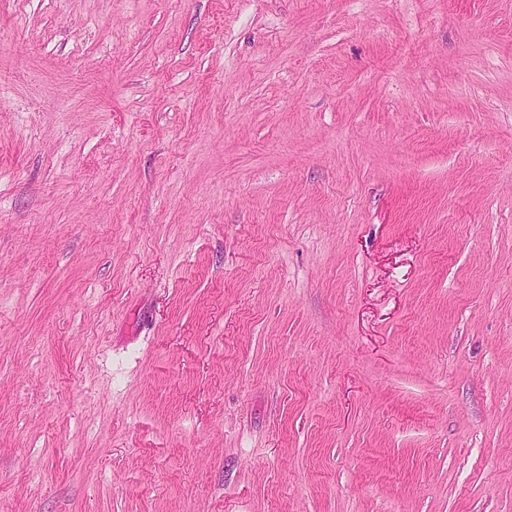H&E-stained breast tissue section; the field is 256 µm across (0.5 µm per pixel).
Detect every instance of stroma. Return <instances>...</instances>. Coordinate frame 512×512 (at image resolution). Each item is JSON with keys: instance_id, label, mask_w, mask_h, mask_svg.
I'll return each mask as SVG.
<instances>
[{"instance_id": "stroma-1", "label": "stroma", "mask_w": 512, "mask_h": 512, "mask_svg": "<svg viewBox=\"0 0 512 512\" xmlns=\"http://www.w3.org/2000/svg\"><path fill=\"white\" fill-rule=\"evenodd\" d=\"M0 512H512V0H0Z\"/></svg>"}]
</instances>
